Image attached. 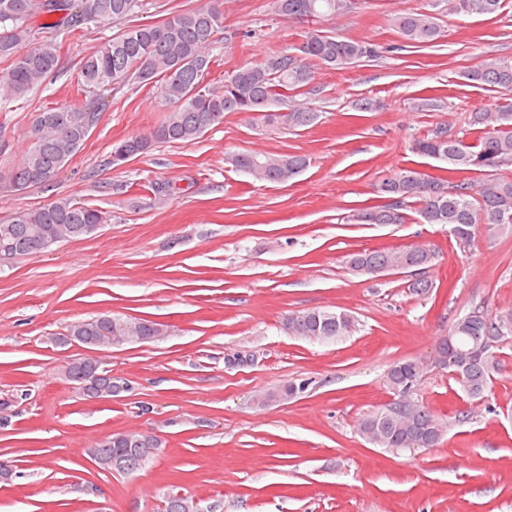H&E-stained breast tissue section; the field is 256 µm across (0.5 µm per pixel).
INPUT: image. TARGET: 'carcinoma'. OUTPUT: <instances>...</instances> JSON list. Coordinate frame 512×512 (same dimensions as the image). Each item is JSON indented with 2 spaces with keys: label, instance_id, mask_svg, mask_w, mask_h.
<instances>
[{
  "label": "carcinoma",
  "instance_id": "1",
  "mask_svg": "<svg viewBox=\"0 0 512 512\" xmlns=\"http://www.w3.org/2000/svg\"><path fill=\"white\" fill-rule=\"evenodd\" d=\"M504 0H448L449 12L456 15H495ZM351 0H274L275 13L305 26L301 41L223 74L215 83L207 81L217 59L211 54L216 35L224 29V0H207L197 8L178 10L154 25H128L142 7V0H0V98L20 101L27 94L55 77L58 46L45 41L23 51L21 45L32 32V20L43 19L40 28L54 30L61 23L73 27H120L117 34L104 39L79 63L83 86L100 90L134 81L156 91L173 105L163 122L148 135L127 138L115 145L127 156L112 158L109 164L120 166L148 153L156 143H190L207 129L224 120L228 112H257L269 125L297 129L312 125L318 113L302 104L288 106L286 112H273L277 103L306 94L315 70H341L378 55L373 44L329 35L316 25L347 11ZM394 26L411 44L428 46L441 36L436 17L427 12L404 10L395 15ZM475 87L500 92L502 102L493 112L472 113L471 126L478 141L467 143L437 128L417 140L413 150L448 164L457 173L484 172L477 189L461 182L453 186L442 178L429 177L411 168L401 169L383 178L377 191L395 199L392 204L357 210V224H403L404 207L418 206L425 224L449 226L450 235L460 247L472 245L478 225L512 226V180L496 176V171L512 166V61L487 58L466 73ZM97 108L89 105L45 109L35 115L39 123L38 140L30 143L21 159L8 172L7 181L14 191L52 181L59 169L83 147ZM236 170L271 183H286L308 166L301 154L238 152L228 157ZM107 222L104 211L58 198L41 206L19 211L0 224V251L8 249L16 258L33 254L46 242L57 245L71 239L90 236ZM436 253L425 247L411 249H373L348 255L347 264L355 272L379 274L394 265L427 268ZM132 323L140 336H164V325L139 319L129 321L117 316L99 315L76 321L67 335L76 336L90 348L112 347V336L121 324ZM355 326L346 311L311 310L291 313L285 327L292 336L333 342L347 336ZM452 347L447 353L449 369L461 392L471 401H486L492 395L493 375L503 362L500 346L512 342V311L494 316L474 309L458 318L449 331ZM66 378H86L90 388L101 379L87 376L84 360L70 363ZM421 381L414 359L400 361L390 368L386 384L392 394L414 391ZM360 432L371 443L392 450L407 448L410 440L425 435L441 442L444 423L426 406L416 405L414 414L404 418L385 404L366 417ZM164 441L155 435L115 432L83 449L87 456L101 459V470L120 474L128 467L143 469L152 462ZM162 512H205L201 502L174 491L163 499Z\"/></svg>",
  "mask_w": 512,
  "mask_h": 512
}]
</instances>
